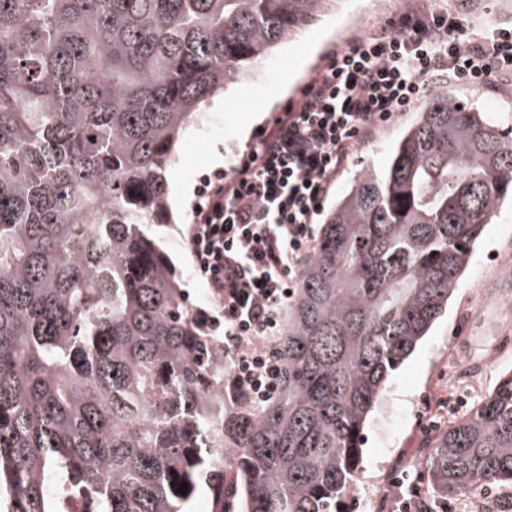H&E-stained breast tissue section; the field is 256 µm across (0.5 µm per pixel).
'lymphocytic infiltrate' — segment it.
<instances>
[{"label": "lymphocytic infiltrate", "mask_w": 512, "mask_h": 512, "mask_svg": "<svg viewBox=\"0 0 512 512\" xmlns=\"http://www.w3.org/2000/svg\"><path fill=\"white\" fill-rule=\"evenodd\" d=\"M444 78L478 88L512 79V24L476 38L467 18L421 7L348 39L259 143L207 184L186 233L194 267L224 314V354L241 395L263 401L277 387L268 344L337 175L376 127Z\"/></svg>", "instance_id": "f902f5d3"}]
</instances>
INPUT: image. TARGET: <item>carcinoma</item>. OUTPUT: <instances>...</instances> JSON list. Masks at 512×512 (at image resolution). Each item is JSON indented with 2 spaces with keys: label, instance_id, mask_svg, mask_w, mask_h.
Returning <instances> with one entry per match:
<instances>
[{
  "label": "carcinoma",
  "instance_id": "obj_1",
  "mask_svg": "<svg viewBox=\"0 0 512 512\" xmlns=\"http://www.w3.org/2000/svg\"><path fill=\"white\" fill-rule=\"evenodd\" d=\"M323 3L0 0V512H341L389 376L512 203V124L432 93L326 215L277 391L234 399L148 225L185 129ZM427 447L443 499L512 488V372Z\"/></svg>",
  "mask_w": 512,
  "mask_h": 512
}]
</instances>
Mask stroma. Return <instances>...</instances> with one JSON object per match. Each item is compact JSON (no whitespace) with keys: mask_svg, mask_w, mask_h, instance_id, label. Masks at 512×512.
<instances>
[{"mask_svg":"<svg viewBox=\"0 0 512 512\" xmlns=\"http://www.w3.org/2000/svg\"><path fill=\"white\" fill-rule=\"evenodd\" d=\"M437 9L452 8L476 25L512 23V0H426ZM403 0H328L315 20L276 46L263 66L247 69L226 85L189 126L177 149L176 162L166 174L169 193L164 223L152 234L181 276V286L206 320L220 318L209 292L193 268L186 228L199 200L204 179L226 172L232 157L255 145L281 106L298 95L330 51L354 36L374 32L404 11ZM448 95L483 112L512 113V86L500 82L479 89L449 82ZM417 110L397 114L383 123L337 176L327 204H334L351 185L363 164L379 166L417 118ZM512 256V207H504L495 223L486 225L459 288L416 352L391 377L378 408L364 430L363 460L347 512H396L386 498L399 482L411 506L444 512L424 465L426 437L467 413L512 370V277L495 266L492 256ZM460 351L456 380L448 384V356Z\"/></svg>","mask_w":512,"mask_h":512,"instance_id":"obj_1","label":"stroma"}]
</instances>
